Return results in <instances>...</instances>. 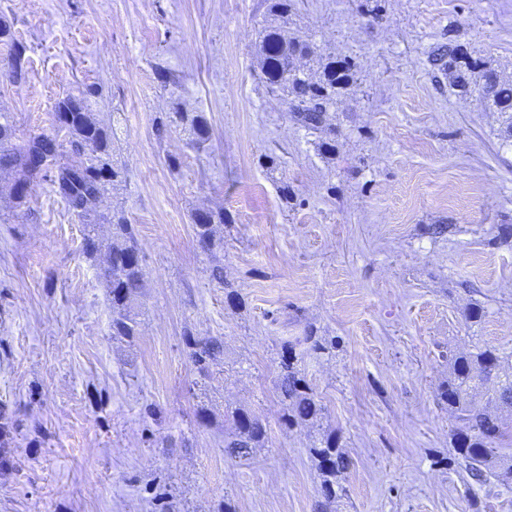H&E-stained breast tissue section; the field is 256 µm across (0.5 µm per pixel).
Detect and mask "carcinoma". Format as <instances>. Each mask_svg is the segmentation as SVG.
I'll return each instance as SVG.
<instances>
[{"instance_id":"cac0c4a2","label":"carcinoma","mask_w":512,"mask_h":512,"mask_svg":"<svg viewBox=\"0 0 512 512\" xmlns=\"http://www.w3.org/2000/svg\"><path fill=\"white\" fill-rule=\"evenodd\" d=\"M10 46L8 73L28 72L27 48L19 41L10 24L0 21V43ZM313 52L305 39L292 37L282 28L265 31L259 45L262 69L272 89L287 93L291 112L303 126L317 130L323 127L325 114L334 103L336 94L351 81L350 66L331 58L323 60L318 74L313 75L296 67V62ZM456 86L469 85L468 72L479 70L480 91L486 105L495 112L512 113V81L490 67H480L470 61L463 46L450 41L448 47L434 58ZM100 95L94 85L85 87L78 96L71 94L59 99L54 107V122L67 126L65 136H58L59 127L50 134L18 135L12 116L0 113V171L10 170L21 178L34 181L41 178L50 182L55 192L65 201L72 214L84 225L83 253L89 259L98 258V228L110 225V238L104 247L112 252V262L101 271L112 308V337L132 340L139 335L140 322L134 302L145 288V267L134 224L123 210L105 213L99 205L105 189L117 188L126 181L125 168L112 160V128L91 112L92 101ZM182 127L191 136L190 144L201 148L211 137L205 113L188 112L181 107L166 117L156 118L162 132L172 126ZM85 160L81 171L73 169L72 156ZM224 225V210H197L193 214L195 241L205 254L224 249V236L219 227ZM210 279L224 289L228 302L240 306L243 298L232 285L224 281V267H210ZM303 343L315 353L336 348V341L327 340L309 329ZM184 344L199 373L208 375L211 364L224 350L216 337L200 338L191 331L184 332ZM301 354L296 345L286 342L277 364L276 389L282 404L281 424L290 429L299 424L313 423L321 416L323 407L315 391L300 368ZM448 382L439 389V400L457 415L458 423L450 433V447L470 478L479 485L495 479L502 484L512 483V463L497 455L495 444L504 437L499 417L475 406L474 398L489 382L498 380L495 392L498 405L512 404V375L500 379L501 357L494 347L475 350L449 359ZM233 431L224 438V452L233 459L251 455L253 449L268 441L267 424L259 416L243 409L232 412ZM310 454L322 478V501L317 512H328L330 504L342 497L345 487L343 474L350 462L345 456L336 433L318 438Z\"/></svg>"}]
</instances>
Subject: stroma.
<instances>
[{
  "instance_id": "35a3bbf8",
  "label": "stroma",
  "mask_w": 512,
  "mask_h": 512,
  "mask_svg": "<svg viewBox=\"0 0 512 512\" xmlns=\"http://www.w3.org/2000/svg\"><path fill=\"white\" fill-rule=\"evenodd\" d=\"M0 18L29 58L10 83L0 44V112L20 136L101 86L92 110L128 171L104 205L126 211L146 270L140 334L113 339L65 202L42 180L21 210L0 193V512H315L324 431L351 461L331 512H512V484L477 485L454 459L437 399L449 355L492 346L512 373V138L431 60L452 39L511 78L512 0H292L289 31L354 67L329 153L265 82L269 0H0ZM178 103L205 113L204 148L158 137ZM202 208L224 211L213 256L194 238ZM216 263L243 306L210 282ZM310 327L336 342L302 355L323 415L288 430L277 363ZM188 329L224 343L209 377ZM237 408L268 429L244 464L224 453Z\"/></svg>"
}]
</instances>
